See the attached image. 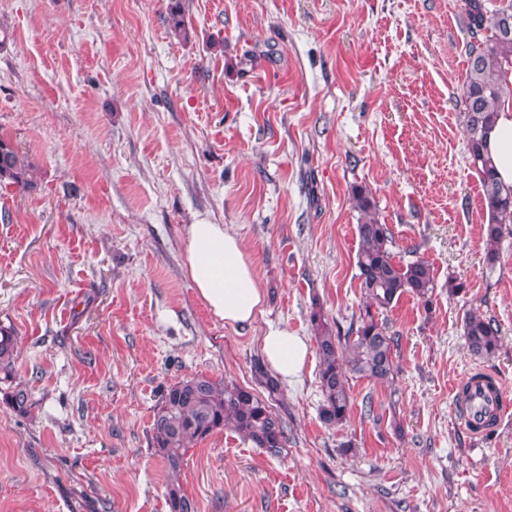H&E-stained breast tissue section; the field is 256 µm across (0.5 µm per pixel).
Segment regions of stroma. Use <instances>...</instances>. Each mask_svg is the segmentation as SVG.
I'll return each instance as SVG.
<instances>
[{
    "instance_id": "obj_1",
    "label": "stroma",
    "mask_w": 512,
    "mask_h": 512,
    "mask_svg": "<svg viewBox=\"0 0 512 512\" xmlns=\"http://www.w3.org/2000/svg\"><path fill=\"white\" fill-rule=\"evenodd\" d=\"M182 3L185 41L169 0H0V136L37 180L0 188V327L17 336L0 512H166L154 411L194 375L268 400L288 438L278 458L229 430L191 449L197 512H512V235L486 267L463 0ZM359 187L435 287L385 313L395 380L350 377L329 428L317 354L271 395L260 342L313 338L316 305L341 332L357 322ZM200 219L242 243L266 294L251 324L215 318L186 275ZM469 311L500 330L489 360L468 350ZM473 371L502 386L488 438L458 418ZM167 23L171 33L175 37L183 40L189 38V31L182 10L181 0H171Z\"/></svg>"
}]
</instances>
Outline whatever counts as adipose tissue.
I'll return each mask as SVG.
<instances>
[{
    "mask_svg": "<svg viewBox=\"0 0 512 512\" xmlns=\"http://www.w3.org/2000/svg\"><path fill=\"white\" fill-rule=\"evenodd\" d=\"M490 148L498 177L512 186V112L499 113L490 133ZM186 272L211 314L233 326L251 324L260 313L264 293L239 239L223 225L197 221L186 243ZM261 351L284 380L302 373L310 354L306 338L284 328H269Z\"/></svg>",
    "mask_w": 512,
    "mask_h": 512,
    "instance_id": "adipose-tissue-1",
    "label": "adipose tissue"
}]
</instances>
